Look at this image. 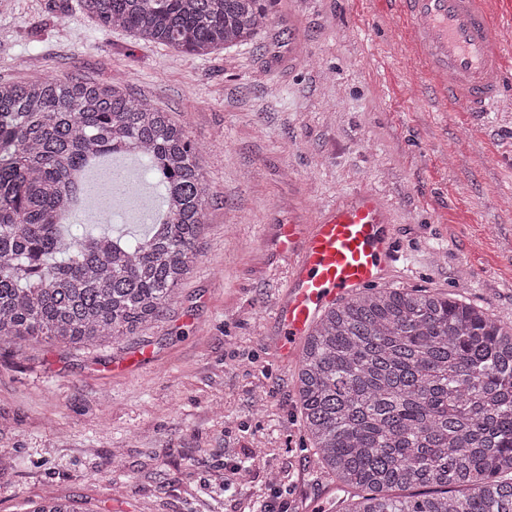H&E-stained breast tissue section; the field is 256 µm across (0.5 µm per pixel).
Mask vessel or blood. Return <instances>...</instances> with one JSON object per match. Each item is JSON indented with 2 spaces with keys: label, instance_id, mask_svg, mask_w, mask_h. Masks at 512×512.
I'll return each instance as SVG.
<instances>
[{
  "label": "vessel or blood",
  "instance_id": "obj_1",
  "mask_svg": "<svg viewBox=\"0 0 512 512\" xmlns=\"http://www.w3.org/2000/svg\"><path fill=\"white\" fill-rule=\"evenodd\" d=\"M407 45L429 83L452 105L473 113L512 102V43L488 0H394ZM394 217L376 193L357 191L322 206L309 224L279 225L273 246L287 266L286 290L274 308L278 353L298 345L330 305L386 283L401 264Z\"/></svg>",
  "mask_w": 512,
  "mask_h": 512
}]
</instances>
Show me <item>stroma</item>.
<instances>
[{"mask_svg":"<svg viewBox=\"0 0 512 512\" xmlns=\"http://www.w3.org/2000/svg\"><path fill=\"white\" fill-rule=\"evenodd\" d=\"M251 42L205 56L99 26L82 0H0V81L48 75L154 100L199 150L202 257L163 316L118 346L0 340V512L46 489L83 512H334L275 350L278 225L380 192L408 262L390 287L445 292L512 322V108L442 112L391 0H267ZM87 186L93 220L139 235V160ZM246 463V479L222 475Z\"/></svg>","mask_w":512,"mask_h":512,"instance_id":"obj_1","label":"stroma"}]
</instances>
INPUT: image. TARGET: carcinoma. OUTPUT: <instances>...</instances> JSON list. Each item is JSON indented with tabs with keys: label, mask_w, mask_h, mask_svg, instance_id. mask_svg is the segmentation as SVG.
Listing matches in <instances>:
<instances>
[{
	"label": "carcinoma",
	"mask_w": 512,
	"mask_h": 512,
	"mask_svg": "<svg viewBox=\"0 0 512 512\" xmlns=\"http://www.w3.org/2000/svg\"><path fill=\"white\" fill-rule=\"evenodd\" d=\"M105 28L192 55L252 40L264 0H83ZM128 152L163 186L166 221L129 242L69 208L71 169ZM208 185L186 129L113 84L0 83V339L120 343L199 262ZM300 421L336 512H512V323L436 291L379 288L303 340ZM27 512H73L48 491Z\"/></svg>",
	"instance_id": "carcinoma-1"
}]
</instances>
